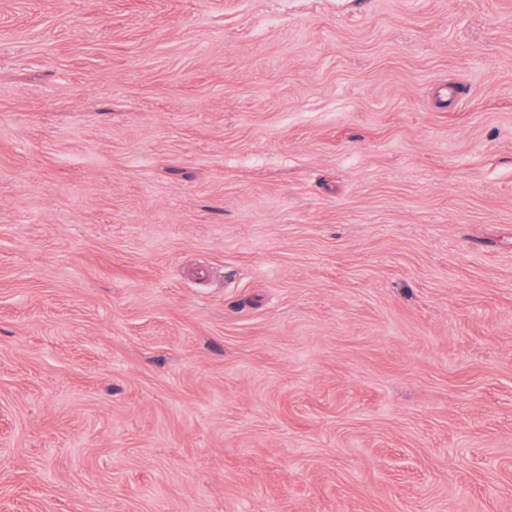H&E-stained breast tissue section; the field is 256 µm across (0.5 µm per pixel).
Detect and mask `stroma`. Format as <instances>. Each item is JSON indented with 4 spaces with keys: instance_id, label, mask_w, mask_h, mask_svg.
Segmentation results:
<instances>
[{
    "instance_id": "35a3bbf8",
    "label": "stroma",
    "mask_w": 512,
    "mask_h": 512,
    "mask_svg": "<svg viewBox=\"0 0 512 512\" xmlns=\"http://www.w3.org/2000/svg\"><path fill=\"white\" fill-rule=\"evenodd\" d=\"M0 512H512V0H0Z\"/></svg>"
}]
</instances>
